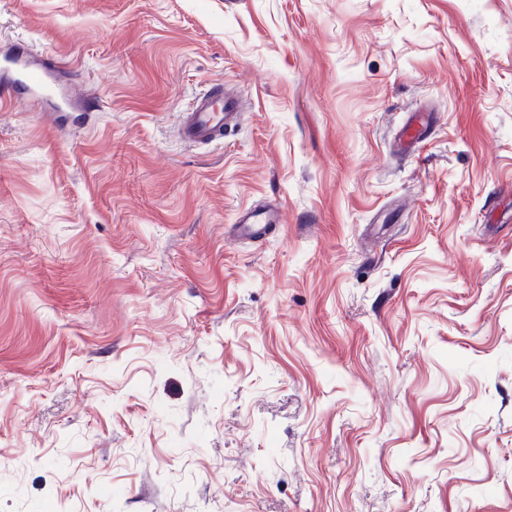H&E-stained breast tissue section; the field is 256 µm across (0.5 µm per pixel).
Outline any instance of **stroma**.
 Returning <instances> with one entry per match:
<instances>
[{
	"label": "stroma",
	"mask_w": 512,
	"mask_h": 512,
	"mask_svg": "<svg viewBox=\"0 0 512 512\" xmlns=\"http://www.w3.org/2000/svg\"><path fill=\"white\" fill-rule=\"evenodd\" d=\"M16 43L80 109L0 102V512H512V0H0ZM243 101L225 94L221 85L200 98L191 112L182 113L180 138L187 144L208 143L224 138V130L234 128L242 116ZM431 112H419L413 118V122L404 128L401 140L406 146H414L424 140L425 131L428 129L432 116ZM281 212L278 207L248 208L232 226V236L235 239H253L266 233L269 224L280 223Z\"/></svg>",
	"instance_id": "obj_1"
}]
</instances>
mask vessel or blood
I'll list each match as a JSON object with an SVG mask.
<instances>
[{
    "mask_svg": "<svg viewBox=\"0 0 512 512\" xmlns=\"http://www.w3.org/2000/svg\"><path fill=\"white\" fill-rule=\"evenodd\" d=\"M0 76L18 77L19 88L27 93L40 108H47L57 95L55 72L50 64L26 60L24 52H16L0 67ZM244 110L243 101L226 94L222 86L213 87L200 98L192 111L183 113L179 135L188 144L208 143L223 138L225 130L234 128ZM431 122L426 113L416 114L404 128L401 140L413 146L423 141ZM281 219L279 208H249L244 210L232 227L237 239H252L266 233L269 225Z\"/></svg>",
    "mask_w": 512,
    "mask_h": 512,
    "instance_id": "obj_1",
    "label": "vessel or blood"
}]
</instances>
